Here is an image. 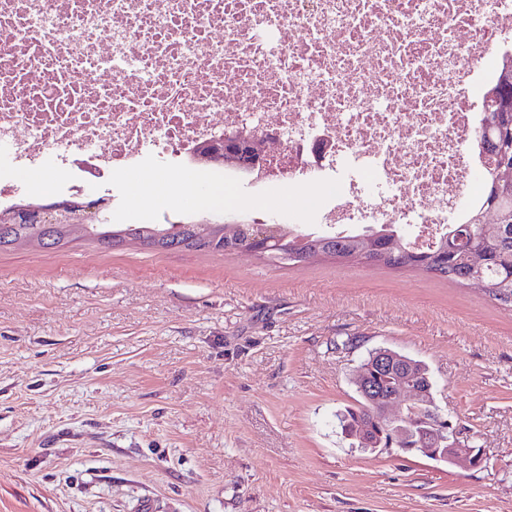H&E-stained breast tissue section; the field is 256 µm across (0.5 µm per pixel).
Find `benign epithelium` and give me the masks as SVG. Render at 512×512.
Returning a JSON list of instances; mask_svg holds the SVG:
<instances>
[{
	"instance_id": "7a95c632",
	"label": "benign epithelium",
	"mask_w": 512,
	"mask_h": 512,
	"mask_svg": "<svg viewBox=\"0 0 512 512\" xmlns=\"http://www.w3.org/2000/svg\"><path fill=\"white\" fill-rule=\"evenodd\" d=\"M224 144L237 145L243 155L241 173L248 175L263 161L248 154L244 146L222 134L211 141L219 147ZM84 222L74 224L78 235L89 240H106L115 248L123 247L130 240H140L135 226L116 230L110 224L100 223V205L90 203L81 206ZM249 242L237 243L236 251L255 253L271 235L272 226L251 225ZM390 377L392 384L378 386L371 376L374 366ZM414 362L401 358L393 350L379 347L370 352V358L359 367L354 378L358 391L369 405L371 414L380 422L382 430L371 431L362 425L346 428V438L354 446L368 453L420 454L434 461L455 463L462 452L448 419L440 413L434 388L420 386L421 375L412 373Z\"/></svg>"
}]
</instances>
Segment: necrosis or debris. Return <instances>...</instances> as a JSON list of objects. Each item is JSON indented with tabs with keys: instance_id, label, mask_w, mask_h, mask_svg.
Wrapping results in <instances>:
<instances>
[{
	"instance_id": "1",
	"label": "necrosis or debris",
	"mask_w": 512,
	"mask_h": 512,
	"mask_svg": "<svg viewBox=\"0 0 512 512\" xmlns=\"http://www.w3.org/2000/svg\"><path fill=\"white\" fill-rule=\"evenodd\" d=\"M511 54L512 0H0V209L37 196L21 172L68 168L81 200L149 152L238 184L196 147L274 113L253 186L334 183L320 223L409 224L422 247L481 198L469 91Z\"/></svg>"
}]
</instances>
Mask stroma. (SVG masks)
Listing matches in <instances>:
<instances>
[{
  "label": "stroma",
  "instance_id": "1",
  "mask_svg": "<svg viewBox=\"0 0 512 512\" xmlns=\"http://www.w3.org/2000/svg\"><path fill=\"white\" fill-rule=\"evenodd\" d=\"M112 178V224L270 223L306 182L178 188ZM427 364L436 403L487 464L371 454L338 416L368 352ZM0 512H512V309L476 286L330 259L105 249L0 251Z\"/></svg>",
  "mask_w": 512,
  "mask_h": 512
}]
</instances>
